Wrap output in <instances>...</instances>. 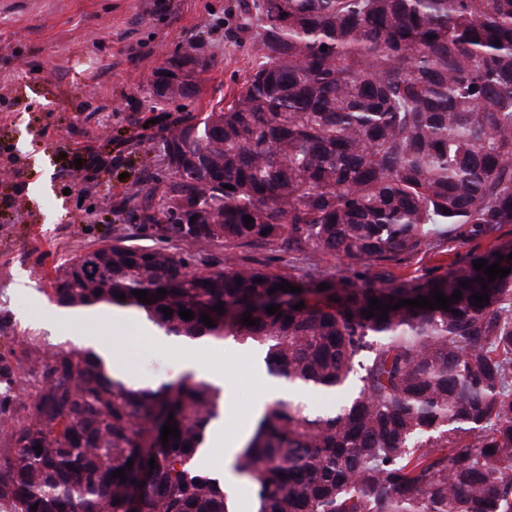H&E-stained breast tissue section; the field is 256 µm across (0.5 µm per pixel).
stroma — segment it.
<instances>
[{"label": "stroma", "instance_id": "stroma-1", "mask_svg": "<svg viewBox=\"0 0 512 512\" xmlns=\"http://www.w3.org/2000/svg\"><path fill=\"white\" fill-rule=\"evenodd\" d=\"M229 0H0V351L28 342L52 350L47 331L78 337L50 301L53 268L101 242L124 238L178 250L176 237L130 214L155 181L167 179L161 131L178 111H210L251 68L248 43L231 30ZM199 53L213 62L201 98L163 103L152 95L160 54ZM47 177L38 199L30 186ZM238 256L275 273L307 279L353 276L325 251L288 253L243 247ZM141 312L110 328L132 375L172 382L185 374L187 344L155 345L140 329ZM196 360L219 363L231 394L224 437L243 441L240 415L272 385L251 346L225 338Z\"/></svg>", "mask_w": 512, "mask_h": 512}]
</instances>
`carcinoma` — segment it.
Instances as JSON below:
<instances>
[{
  "mask_svg": "<svg viewBox=\"0 0 512 512\" xmlns=\"http://www.w3.org/2000/svg\"><path fill=\"white\" fill-rule=\"evenodd\" d=\"M234 7L237 38L252 33V72L224 105L172 119L162 141L173 178L132 211L184 248L104 242L54 268L51 299L137 309L164 336H231L264 353L288 393L233 463L258 512H512V272L484 290L474 269H512L498 260L512 253L500 235L512 224V0ZM165 82L167 102L200 92L196 74ZM444 240L489 246L461 268L391 271ZM212 244L224 245L221 268L198 265ZM269 245L330 252L362 275L306 280L233 252ZM283 281L302 292L269 293ZM436 289L462 297L447 311L362 314L372 298L392 306ZM482 291L489 301L471 305ZM247 311L258 324H242ZM308 391L338 397L336 409H307ZM223 404L191 375L136 387L91 349L0 352V512H130L140 483L136 512H232L224 479L196 461ZM170 415L180 437L164 445Z\"/></svg>",
  "mask_w": 512,
  "mask_h": 512,
  "instance_id": "cac0c4a2",
  "label": "carcinoma"
}]
</instances>
